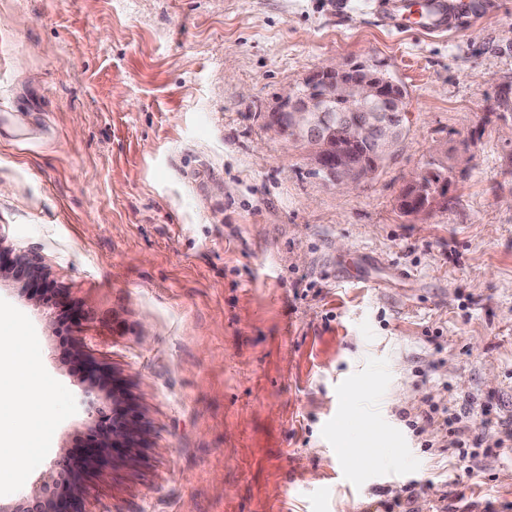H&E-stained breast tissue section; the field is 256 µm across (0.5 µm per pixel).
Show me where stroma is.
Returning a JSON list of instances; mask_svg holds the SVG:
<instances>
[{
    "label": "stroma",
    "instance_id": "1",
    "mask_svg": "<svg viewBox=\"0 0 512 512\" xmlns=\"http://www.w3.org/2000/svg\"><path fill=\"white\" fill-rule=\"evenodd\" d=\"M348 60L385 61L410 120L342 190L268 115ZM0 241L67 302L0 277L50 422L10 512L92 432L66 309L146 437L85 472L89 512H512V0L444 38L368 0H0ZM424 172V183L418 186L422 180V171L416 172L408 182V185L418 186L416 188H407L401 200V209L405 214L418 206H429L436 196H444L448 191V170L452 167L443 165L442 162L436 164L435 161L429 163ZM424 207L411 213L412 216H423L428 213L430 207Z\"/></svg>",
    "mask_w": 512,
    "mask_h": 512
}]
</instances>
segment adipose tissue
I'll list each match as a JSON object with an SVG mask.
<instances>
[{
	"label": "adipose tissue",
	"instance_id": "obj_1",
	"mask_svg": "<svg viewBox=\"0 0 512 512\" xmlns=\"http://www.w3.org/2000/svg\"><path fill=\"white\" fill-rule=\"evenodd\" d=\"M4 366L10 369L13 383L9 389H0V414H25L36 397L33 369L27 351L9 331L0 333V368Z\"/></svg>",
	"mask_w": 512,
	"mask_h": 512
}]
</instances>
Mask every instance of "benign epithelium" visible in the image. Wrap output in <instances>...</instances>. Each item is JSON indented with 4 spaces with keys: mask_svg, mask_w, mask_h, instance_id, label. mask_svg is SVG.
I'll return each mask as SVG.
<instances>
[{
    "mask_svg": "<svg viewBox=\"0 0 512 512\" xmlns=\"http://www.w3.org/2000/svg\"><path fill=\"white\" fill-rule=\"evenodd\" d=\"M385 89L386 82L359 62L328 63L284 90L269 122L307 149L315 173L326 183L354 188L370 179L394 154L409 122L406 109L385 110ZM338 97L349 101L348 111H336ZM338 129L343 131L340 141L336 140ZM0 264L28 285L26 300L30 304H46L39 284L47 273L38 256L0 246ZM70 355L82 364L87 394L112 381V389L104 396L107 407H96L92 413L98 431L85 444L86 465L101 467L115 455L144 443V429L129 412L124 383L90 359L80 345H72ZM62 467L64 463L59 461L41 476L37 492L20 512H86L83 480L78 476L62 478Z\"/></svg>",
    "mask_w": 512,
    "mask_h": 512,
    "instance_id": "benign-epithelium-1",
    "label": "benign epithelium"
}]
</instances>
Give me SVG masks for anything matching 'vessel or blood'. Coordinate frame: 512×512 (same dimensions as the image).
<instances>
[{
	"label": "vessel or blood",
	"instance_id": "1",
	"mask_svg": "<svg viewBox=\"0 0 512 512\" xmlns=\"http://www.w3.org/2000/svg\"><path fill=\"white\" fill-rule=\"evenodd\" d=\"M380 20L390 31H402L421 24L431 34L456 30L475 19L485 9L481 0H421L422 17L411 14L408 0H375Z\"/></svg>",
	"mask_w": 512,
	"mask_h": 512
}]
</instances>
